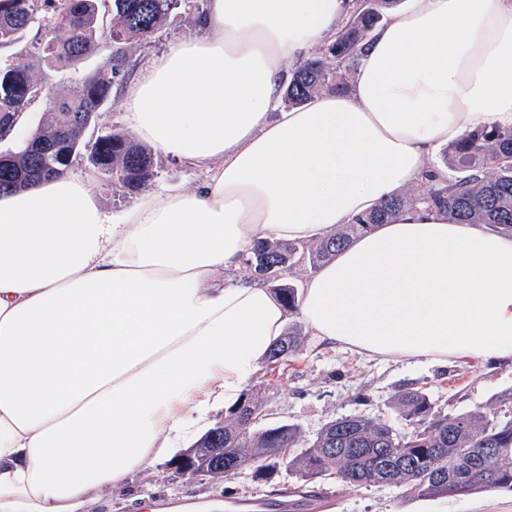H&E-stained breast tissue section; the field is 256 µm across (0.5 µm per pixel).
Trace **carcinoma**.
<instances>
[{
  "label": "carcinoma",
  "instance_id": "1",
  "mask_svg": "<svg viewBox=\"0 0 512 512\" xmlns=\"http://www.w3.org/2000/svg\"><path fill=\"white\" fill-rule=\"evenodd\" d=\"M394 0H365L342 22L336 41L299 64L283 94L289 107L323 91L342 90L360 64L362 50ZM203 14L201 0H0V47L36 30L34 52L26 63L0 61V140L8 137L34 104L44 118L13 147L0 151V195L21 191L42 179L66 174L85 158L110 181L136 191L154 177V154L120 131L86 138L97 112L112 102V89L126 82L132 66L125 46L148 44L175 17ZM112 52L92 74L57 93L42 77L45 66L67 70L92 54L98 39ZM53 101L56 106L45 105ZM444 162L455 175H427L424 190L399 194L356 217L343 230L313 243L260 239L244 263L278 294L288 311H297V288L282 273L306 260L312 266L331 259L350 240L397 212L418 207L447 213L461 224H487L512 231V129L488 127L448 146ZM298 328L274 345L268 361L282 364L298 348ZM512 392L495 407L442 415L429 395L409 388L391 407L406 422L404 431L390 420L349 415L326 422L304 442L297 425L264 423L259 394L246 392L224 414L221 425L194 444L201 458L222 456L231 463L214 480L251 470V479L270 483L284 466L303 482L326 475L358 487L396 486L414 499L465 497L497 490L512 492Z\"/></svg>",
  "mask_w": 512,
  "mask_h": 512
}]
</instances>
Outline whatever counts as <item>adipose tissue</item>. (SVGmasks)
I'll return each mask as SVG.
<instances>
[{
  "label": "adipose tissue",
  "mask_w": 512,
  "mask_h": 512,
  "mask_svg": "<svg viewBox=\"0 0 512 512\" xmlns=\"http://www.w3.org/2000/svg\"><path fill=\"white\" fill-rule=\"evenodd\" d=\"M354 0H207L141 69L134 133L205 177L106 215L90 179L0 198V512H93L233 407L289 312L234 280L255 240L313 242L512 128V0H407L346 90L279 108L284 62ZM297 312L372 359L512 364V234L399 212L310 274Z\"/></svg>",
  "instance_id": "ef3b65f1"
}]
</instances>
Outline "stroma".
<instances>
[{"mask_svg": "<svg viewBox=\"0 0 512 512\" xmlns=\"http://www.w3.org/2000/svg\"><path fill=\"white\" fill-rule=\"evenodd\" d=\"M198 32L194 17H182L159 31L151 44L129 45L127 55L140 68L170 43ZM154 159L155 176L145 185V192L189 190L204 178L203 170L193 162H175L159 151ZM69 173L74 177L92 175V189L104 213L120 212L138 198L137 193L112 185L106 176L94 172L87 160H75ZM247 387L265 397L274 420L298 425L304 438L310 439L324 423L339 417L392 418L389 402L410 387L424 389L436 411L443 414L490 408L497 396L512 390V366L467 359L445 365L372 360L345 348L320 345L306 332L290 365L273 375L259 369ZM294 483L283 470L268 484L253 482L244 473L220 483L189 480L159 462L134 475L126 491L97 505L94 512H141L136 499L143 493L165 504L239 497L272 501ZM305 490L309 499L301 512H512V493L505 492L409 501L394 486L360 488L333 476L308 483Z\"/></svg>", "mask_w": 512, "mask_h": 512, "instance_id": "1", "label": "stroma"}]
</instances>
